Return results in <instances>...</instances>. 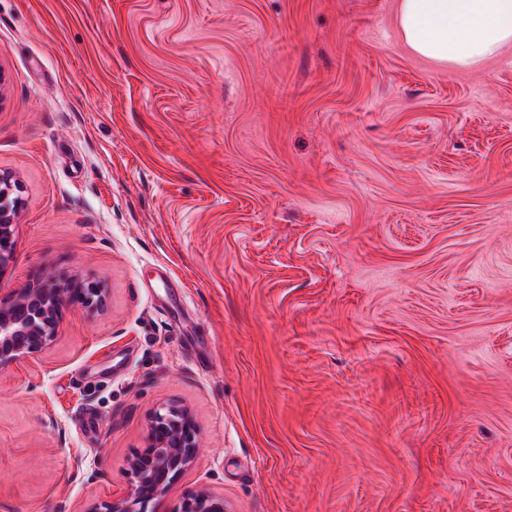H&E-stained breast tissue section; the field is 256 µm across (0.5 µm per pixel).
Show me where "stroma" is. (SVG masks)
I'll return each mask as SVG.
<instances>
[{"mask_svg": "<svg viewBox=\"0 0 512 512\" xmlns=\"http://www.w3.org/2000/svg\"><path fill=\"white\" fill-rule=\"evenodd\" d=\"M399 0H0V300L72 275L0 367V512H512V47L412 53ZM19 183L11 174L0 173V275L14 260L15 227L21 206ZM101 301V288L77 275L23 288L16 298L0 300V367L32 357L49 345L68 306ZM21 308H29L26 315H18ZM197 448V429L188 408L156 409L148 421L145 448L127 460V496L108 502L101 512H145L150 501L163 499L175 479L192 466ZM224 499L206 489L196 490L183 497L175 512H224Z\"/></svg>", "mask_w": 512, "mask_h": 512, "instance_id": "stroma-1", "label": "stroma"}]
</instances>
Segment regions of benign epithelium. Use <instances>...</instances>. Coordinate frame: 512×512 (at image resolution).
Returning <instances> with one entry per match:
<instances>
[{"label": "benign epithelium", "instance_id": "7a95c632", "mask_svg": "<svg viewBox=\"0 0 512 512\" xmlns=\"http://www.w3.org/2000/svg\"><path fill=\"white\" fill-rule=\"evenodd\" d=\"M18 191V181L0 173V275L15 256ZM101 301L102 290L77 275L23 288L17 297L0 300V366L29 358L49 345L65 308ZM197 448V429L188 408L156 409L148 421L145 448L127 460V496L105 504L104 512H145L149 502L163 499L175 479L192 466ZM176 512H224V499L206 489L196 490L183 497Z\"/></svg>", "mask_w": 512, "mask_h": 512}]
</instances>
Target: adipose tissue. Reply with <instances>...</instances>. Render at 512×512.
<instances>
[{
  "label": "adipose tissue",
  "mask_w": 512,
  "mask_h": 512,
  "mask_svg": "<svg viewBox=\"0 0 512 512\" xmlns=\"http://www.w3.org/2000/svg\"><path fill=\"white\" fill-rule=\"evenodd\" d=\"M398 18L415 54L459 69L512 45V0H399Z\"/></svg>",
  "instance_id": "adipose-tissue-1"
}]
</instances>
